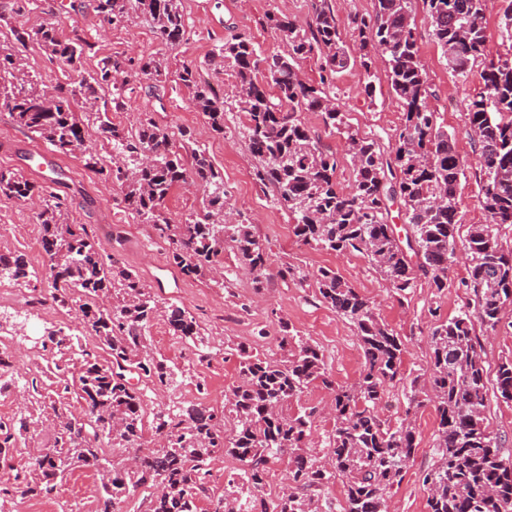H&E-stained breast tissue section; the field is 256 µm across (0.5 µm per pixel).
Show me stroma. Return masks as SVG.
I'll return each mask as SVG.
<instances>
[{"instance_id": "obj_1", "label": "stroma", "mask_w": 512, "mask_h": 512, "mask_svg": "<svg viewBox=\"0 0 512 512\" xmlns=\"http://www.w3.org/2000/svg\"><path fill=\"white\" fill-rule=\"evenodd\" d=\"M186 33L174 47L156 40L151 24L139 13H130L121 23L104 21L96 10V0H0V45L16 47L15 31L41 23H51L63 34L79 33L91 45L80 72L68 73L66 67L35 45L21 49V55L47 86L93 75L103 59L127 55L136 59L147 56L166 58L168 68L154 78L131 71L122 90L120 107L110 109L114 123L133 129L144 116H151L170 131L189 129L197 146L205 149L216 167L224 173L227 200L252 224L266 249L269 275L262 285H255L252 275L239 264L232 250H225L224 283L193 280L181 276L169 262L168 246L151 225L142 223L124 205L117 182L86 167L81 157L53 155L49 166H41L37 153L42 139L17 126L9 112L0 107V170L22 173L44 184L57 181L67 193L72 206L69 223L86 225L88 232L109 254L133 269L141 282L155 289L160 305L178 302L184 305L202 327L208 343L197 349L173 336L163 317H156L149 328L153 351L175 364L179 373L174 385L158 387L147 393L148 412H170L201 401V389L220 386L231 389L239 381V361L233 353L243 344L261 355L276 358L281 351L276 336L280 320H288L300 336L311 339L324 354L325 369L337 385L353 384L362 369L364 358L353 327L316 297L317 275L330 267L353 288L369 298L379 317L401 336L405 344L402 379L390 387L382 414L389 420L403 417L410 382L422 374L429 359L430 333L436 321L457 315L462 304L460 282L466 276L465 237H458L457 262L448 273V286L437 289L431 280L418 277L414 292L405 302H398L385 280L367 258L340 255L301 244L293 234V220L286 208L273 200L272 189L257 183L253 176L254 161L239 133L243 118L238 112L226 116L223 133L214 132L191 102L178 73L182 66L198 69L202 78L215 88L230 90L232 79L218 63V49L238 33L249 34L258 44L262 56L281 54L283 44L267 27V14L285 16L306 24L311 16L310 0H181ZM414 33L420 47L422 63L435 91L430 107L439 126L454 135L456 148L466 162L469 177L460 182L463 226L481 224L485 213L477 198V185L471 172L477 166L467 133L465 103L483 85L480 69H473L467 80L454 77L446 68L441 50L432 36L430 19L421 0H413ZM18 47V46H17ZM377 87L375 98L363 92L364 70L351 64L336 76V101L348 123L363 136L380 137L392 142L403 118V111L390 88L383 63L372 68ZM321 144L336 153L340 164L336 181L349 186L353 167L343 137L323 123L314 112L301 115ZM38 207L28 201L0 196V253L24 255L34 275L21 283L24 291L47 288L46 265L38 261L42 251ZM300 267L305 283L282 280L277 271L282 264ZM61 328L83 337L88 330L70 314L60 318L41 307H29L17 300H0V338L11 344L15 361L13 384L5 393L6 415H14L26 395L30 371L42 370L44 387L59 401H66L58 379L46 372L41 357L44 331ZM334 393L321 383L305 389L291 404L292 410L307 408L314 412L312 440L318 453H327L333 421L326 414ZM437 413L433 404L417 409L413 418L417 448L399 485L388 494L392 512H427L428 489L420 475L432 463ZM94 471L77 469L59 483L50 500L56 512H97V495L87 494L85 483L94 479Z\"/></svg>"}]
</instances>
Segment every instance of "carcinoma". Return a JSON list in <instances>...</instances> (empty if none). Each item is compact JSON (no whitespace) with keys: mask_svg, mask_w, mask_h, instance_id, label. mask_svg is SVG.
Listing matches in <instances>:
<instances>
[{"mask_svg":"<svg viewBox=\"0 0 512 512\" xmlns=\"http://www.w3.org/2000/svg\"><path fill=\"white\" fill-rule=\"evenodd\" d=\"M423 3L448 71L465 80L474 66L483 65V87L467 111L486 222L469 227L470 264L462 280L466 300L455 317L436 323L430 335L424 375L431 392L419 389L413 379L405 417L394 424L382 420L379 408L387 390L401 381L404 344L373 303L327 267L319 270L317 295L357 331L364 365L355 383L338 387L329 380L320 349L282 319L281 358H262L245 345L234 348L240 383L224 395L223 406L195 403L176 413L158 411L145 426L146 389L174 379V369L148 343L150 323L164 315L173 335L194 346L204 344L200 325L180 306L160 310L153 290L106 253L85 225L67 223V196L19 172L0 170V195L42 197L38 220L48 257L49 299L62 308L78 304L80 320L93 338L89 347L61 328L46 330L54 373L66 375V392L85 409L76 415L46 399L40 380L31 379L24 410L0 418V466L14 472V482L0 488V512H9L6 504L15 494L50 495L57 479L77 468L101 476L100 512H114L139 489L149 491L147 512H197L201 495L211 496L212 512H388V490L403 480L416 451L412 412L426 401L434 403L438 417L433 463L421 474L430 490L428 512H512V455L502 451L501 439L486 425L489 394L512 402V359L502 361L490 378L475 330L478 323L487 332L496 331L503 309L512 305V249L502 244L503 231L512 232V26L502 25L500 43L493 45L486 34V0ZM97 10L114 24L132 11L149 17L156 38L166 45L177 44L185 32L180 0H97ZM267 22L284 44V54L261 57L245 33L219 48L234 77L232 102L202 82L195 68L182 67L179 80L191 91L194 108L216 132L224 131L226 104L244 114L240 134L256 160L255 179L273 188L303 244L366 257L400 302L416 287L419 272L443 290L456 262L462 221L458 185L465 161L429 107L434 90L421 63L410 0H374L372 12L348 17L359 41L365 93H373L371 68L378 56L403 109V123L387 150L352 131L334 103L336 74L350 66L351 53L331 0H311L306 27L271 14ZM14 35L23 44L36 42L72 71L79 70L91 49L79 36L62 37L52 24ZM309 58L319 64L315 84L300 73V62ZM133 66L144 75L160 76L166 70L159 57L134 64L115 55L90 81L56 84L47 101L24 59L1 48L0 105L22 129L60 155L85 157L92 170L97 160L89 154L76 109L95 114L97 131L114 152L107 176L120 183L126 207L167 242L169 259L182 275L213 279L217 259L229 246L261 284L268 275L265 248L252 225L228 219L232 206L225 197L224 175L205 150L192 149L188 166L173 150L168 128L147 118L128 130L100 108L106 90L117 102L123 85L115 83V76ZM301 112L320 114L325 126L345 138L354 168L349 188L337 185L336 155L311 135ZM146 150L156 153L152 166L142 164ZM188 182L203 187L202 210L176 222L165 202L176 186ZM396 196L409 217L404 246L388 223V202ZM28 276L23 256L0 254V280L18 283ZM132 371L142 387L129 383ZM317 381L335 392L330 450L322 458L310 440L314 412L289 411L291 401ZM227 413L235 420L229 433L224 431ZM46 422L58 423L53 446L29 447L31 430ZM148 435L157 438V447L134 455L121 468L110 465L98 445L105 438L114 452L137 450ZM218 454L239 463L221 494L209 486L210 465ZM281 457L288 461V491L275 499L258 496L270 464ZM338 479L345 497L336 506L321 491Z\"/></svg>","mask_w":512,"mask_h":512,"instance_id":"obj_1","label":"carcinoma"}]
</instances>
